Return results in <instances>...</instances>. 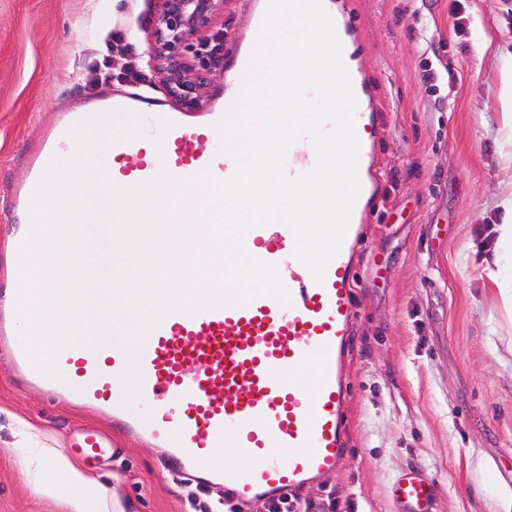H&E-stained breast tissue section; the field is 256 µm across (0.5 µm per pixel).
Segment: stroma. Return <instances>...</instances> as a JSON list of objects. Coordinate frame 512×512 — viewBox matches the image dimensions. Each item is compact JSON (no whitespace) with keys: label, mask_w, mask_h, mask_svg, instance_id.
Segmentation results:
<instances>
[{"label":"stroma","mask_w":512,"mask_h":512,"mask_svg":"<svg viewBox=\"0 0 512 512\" xmlns=\"http://www.w3.org/2000/svg\"><path fill=\"white\" fill-rule=\"evenodd\" d=\"M252 0H224L222 36L203 111L250 25ZM358 64L376 89L379 192L354 263L356 315L345 352L347 453L300 489L311 512H400L389 490L410 471L437 489L435 512H505L512 498V245L497 230L512 182V132L501 79L512 70V0H345ZM466 23L455 31L450 9ZM158 0H0V281L19 226L9 201L26 157L58 113L96 98L149 90L176 104L163 76L149 87L111 50L125 33L141 55L153 43ZM461 71V82L447 79ZM111 423L29 385L0 348V512H70L66 495L34 485L72 429ZM112 461L84 472L107 490L101 512H217L219 485L180 480L161 449L124 438Z\"/></svg>","instance_id":"obj_1"}]
</instances>
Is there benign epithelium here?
<instances>
[{
    "instance_id": "1",
    "label": "benign epithelium",
    "mask_w": 512,
    "mask_h": 512,
    "mask_svg": "<svg viewBox=\"0 0 512 512\" xmlns=\"http://www.w3.org/2000/svg\"><path fill=\"white\" fill-rule=\"evenodd\" d=\"M224 0H159L150 64L165 74V87L179 105L195 110L203 101L213 63L201 62L190 40L209 27Z\"/></svg>"
}]
</instances>
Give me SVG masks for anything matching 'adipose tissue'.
Wrapping results in <instances>:
<instances>
[{"label": "adipose tissue", "instance_id": "1", "mask_svg": "<svg viewBox=\"0 0 512 512\" xmlns=\"http://www.w3.org/2000/svg\"><path fill=\"white\" fill-rule=\"evenodd\" d=\"M66 490L71 512H99L106 490L89 479L66 458H55L39 482L36 491L45 496Z\"/></svg>", "mask_w": 512, "mask_h": 512}]
</instances>
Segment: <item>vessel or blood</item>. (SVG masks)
I'll use <instances>...</instances> for the list:
<instances>
[{"instance_id": "obj_1", "label": "vessel or blood", "mask_w": 512, "mask_h": 512, "mask_svg": "<svg viewBox=\"0 0 512 512\" xmlns=\"http://www.w3.org/2000/svg\"><path fill=\"white\" fill-rule=\"evenodd\" d=\"M116 110L136 112L144 130L143 136L109 145V155L123 161L119 179L126 186L146 182L162 169L176 178L233 174L235 163L221 152L215 128L221 112L191 121L183 112L158 111L152 97L143 94L100 99L97 112ZM95 114L60 113L31 155L27 177L12 188L15 207L29 209L51 159L75 153L71 130L91 127ZM164 120L172 124L166 132L160 129ZM354 120L360 145L377 138L375 113L359 112ZM308 149L305 141L290 148L289 176L309 170ZM369 172L368 165H359V195L323 281H315L294 257L295 237L287 226L255 227L245 235L246 252L276 265L290 304L261 295L192 316L172 313L138 345L115 339L64 349L57 358L58 380L33 367L16 309L0 307V345L8 346L12 364L30 383L96 407L123 433L165 449L177 475L222 485L240 504L292 493L336 471L346 453L343 356L355 315L353 251L377 194ZM231 443L241 460L227 467L212 451ZM69 448L84 462L119 452L114 437L94 426L78 429ZM391 496L402 512H431L433 486L408 472L394 482Z\"/></svg>"}]
</instances>
